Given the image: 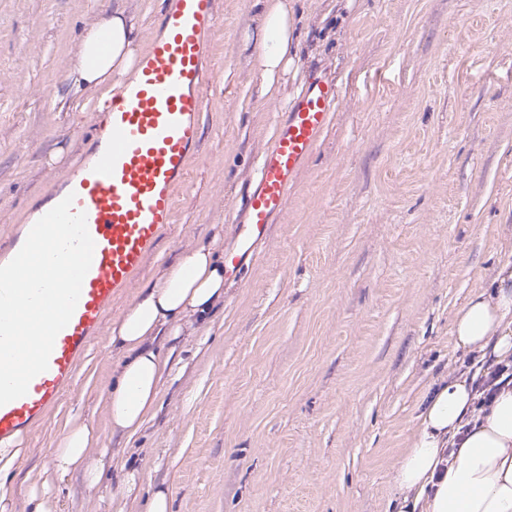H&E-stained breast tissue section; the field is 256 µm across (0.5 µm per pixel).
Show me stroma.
Instances as JSON below:
<instances>
[{
	"label": "stroma",
	"instance_id": "1",
	"mask_svg": "<svg viewBox=\"0 0 512 512\" xmlns=\"http://www.w3.org/2000/svg\"><path fill=\"white\" fill-rule=\"evenodd\" d=\"M292 4L300 59L269 99L255 0H215L216 76L175 222L25 436L11 512H31L42 479L51 512H148L159 489L169 512H400L395 468L423 397L464 368L454 315L512 260V0ZM120 5L141 40L159 29L163 0H0V242L94 139L100 95L75 91L68 62ZM315 71L338 103L283 212L203 321L156 337L171 368L154 411L113 436V326L182 252L232 241L233 209ZM74 423L106 450L93 488L51 467Z\"/></svg>",
	"mask_w": 512,
	"mask_h": 512
}]
</instances>
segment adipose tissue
<instances>
[{"instance_id":"1","label":"adipose tissue","mask_w":512,"mask_h":512,"mask_svg":"<svg viewBox=\"0 0 512 512\" xmlns=\"http://www.w3.org/2000/svg\"><path fill=\"white\" fill-rule=\"evenodd\" d=\"M262 93L275 97L280 79L296 65L299 51L289 0H256ZM132 17L121 9L88 23L69 61L78 90L116 89L132 77L140 59ZM224 264L216 249L202 245L167 265L112 332L120 351L118 379L107 396L112 432L131 438L142 427L167 373V359L152 346L160 332L179 336L184 324L205 317L224 297ZM454 347L478 361L512 358V265L502 264L489 291L474 294L457 311ZM472 380L461 374L440 378L417 416L411 448L402 455L395 482L410 512H512V387L495 396L488 414L476 416ZM86 424L67 428L52 451L56 473L83 472L89 486L100 480L90 463L97 444Z\"/></svg>"}]
</instances>
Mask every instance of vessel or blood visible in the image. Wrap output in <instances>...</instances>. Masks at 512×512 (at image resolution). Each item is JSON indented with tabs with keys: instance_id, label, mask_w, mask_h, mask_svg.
I'll use <instances>...</instances> for the list:
<instances>
[{
	"instance_id": "obj_1",
	"label": "vessel or blood",
	"mask_w": 512,
	"mask_h": 512,
	"mask_svg": "<svg viewBox=\"0 0 512 512\" xmlns=\"http://www.w3.org/2000/svg\"><path fill=\"white\" fill-rule=\"evenodd\" d=\"M216 27L214 0H166L160 30L150 37L135 78L94 109L96 134L88 158L50 187V205L70 195L73 211L85 213L95 243L93 259L47 370L31 380L26 395L0 406V443L43 423L73 387L113 302L143 271L172 224L213 78L210 52ZM336 100L332 83L311 74L279 123L235 219L234 243L224 250L234 267L250 257L282 212L288 189L327 128ZM34 223L27 218L8 245L0 244V266L19 252Z\"/></svg>"
}]
</instances>
